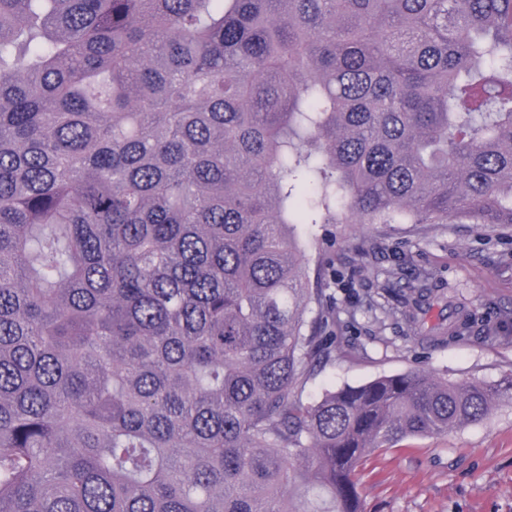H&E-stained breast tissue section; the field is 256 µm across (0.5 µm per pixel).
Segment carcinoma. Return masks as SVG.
<instances>
[{"label":"carcinoma","instance_id":"carcinoma-1","mask_svg":"<svg viewBox=\"0 0 512 512\" xmlns=\"http://www.w3.org/2000/svg\"><path fill=\"white\" fill-rule=\"evenodd\" d=\"M458 220L512 224V0H0V512H361L512 379L304 404L296 225Z\"/></svg>","mask_w":512,"mask_h":512}]
</instances>
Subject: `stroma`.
Instances as JSON below:
<instances>
[{
    "label": "stroma",
    "mask_w": 512,
    "mask_h": 512,
    "mask_svg": "<svg viewBox=\"0 0 512 512\" xmlns=\"http://www.w3.org/2000/svg\"><path fill=\"white\" fill-rule=\"evenodd\" d=\"M311 267L326 275L336 350L305 384V403L330 387L425 369L452 380L495 383L512 375V224H301ZM398 272L393 290L432 277L449 298L483 317L466 340L434 344L371 310L369 300ZM364 512H512V402L482 422L440 436L409 438L371 452L357 470Z\"/></svg>",
    "instance_id": "stroma-1"
}]
</instances>
